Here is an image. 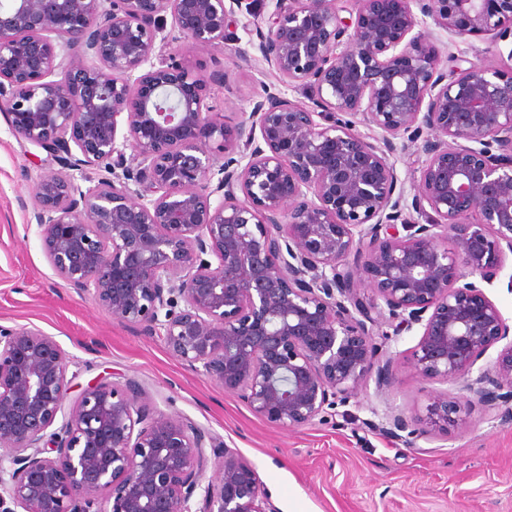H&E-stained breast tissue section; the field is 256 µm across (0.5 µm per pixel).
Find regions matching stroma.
Wrapping results in <instances>:
<instances>
[{
  "instance_id": "obj_1",
  "label": "stroma",
  "mask_w": 512,
  "mask_h": 512,
  "mask_svg": "<svg viewBox=\"0 0 512 512\" xmlns=\"http://www.w3.org/2000/svg\"><path fill=\"white\" fill-rule=\"evenodd\" d=\"M191 57L223 70L206 102L233 124L265 90L281 85L258 53L244 58L250 34ZM443 55L512 69V45L482 36L462 40L435 31ZM48 154L16 139L0 118V326L36 327L69 353L76 379L68 397L96 377L138 383L154 410L191 419L249 459L278 512H512V421L499 410L454 397L467 419L440 432L395 437V416L424 417L445 384L416 377L409 358L419 330L395 333L381 323L377 341L395 364L388 386L368 381L335 416L286 428L254 416L247 405L172 357L163 343L126 328L81 298L49 266L29 218L34 189L52 168Z\"/></svg>"
}]
</instances>
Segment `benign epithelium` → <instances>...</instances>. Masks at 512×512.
I'll return each mask as SVG.
<instances>
[{
	"label": "benign epithelium",
	"instance_id": "benign-epithelium-1",
	"mask_svg": "<svg viewBox=\"0 0 512 512\" xmlns=\"http://www.w3.org/2000/svg\"><path fill=\"white\" fill-rule=\"evenodd\" d=\"M273 2L249 47L284 89L234 125L206 103L224 72L183 55L238 40L251 4H0V116L60 165L34 189L48 264L284 427L389 383L385 311L396 333L421 329L414 374L511 421L512 324L485 287L512 255V70L443 59L428 23L506 43L512 0H353L346 16L339 0ZM167 14L186 45L165 58ZM398 139L427 156L409 203ZM90 167L103 176L84 188ZM69 364L54 336L0 326V512H277L251 461L131 380L65 408ZM426 421L464 419L445 395Z\"/></svg>",
	"mask_w": 512,
	"mask_h": 512
}]
</instances>
